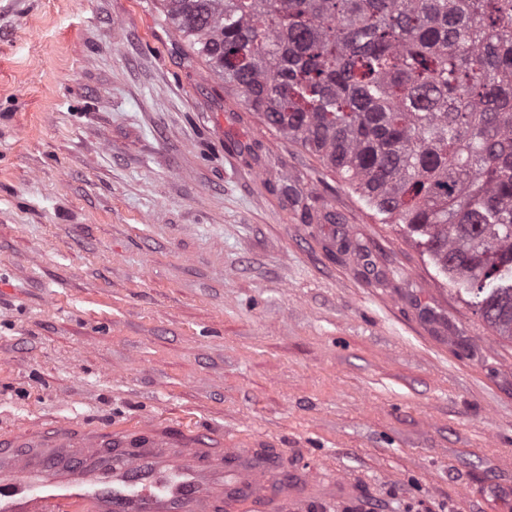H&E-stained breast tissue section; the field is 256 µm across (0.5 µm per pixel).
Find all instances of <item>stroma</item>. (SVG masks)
Segmentation results:
<instances>
[{"label": "stroma", "instance_id": "35a3bbf8", "mask_svg": "<svg viewBox=\"0 0 512 512\" xmlns=\"http://www.w3.org/2000/svg\"><path fill=\"white\" fill-rule=\"evenodd\" d=\"M146 416L348 483L305 512H512V342L403 229L158 0H0V430Z\"/></svg>", "mask_w": 512, "mask_h": 512}]
</instances>
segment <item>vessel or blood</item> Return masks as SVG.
Listing matches in <instances>:
<instances>
[{"label":"vessel or blood","instance_id":"vessel-or-blood-1","mask_svg":"<svg viewBox=\"0 0 512 512\" xmlns=\"http://www.w3.org/2000/svg\"><path fill=\"white\" fill-rule=\"evenodd\" d=\"M316 491L276 449L155 418L0 434V512H299Z\"/></svg>","mask_w":512,"mask_h":512}]
</instances>
